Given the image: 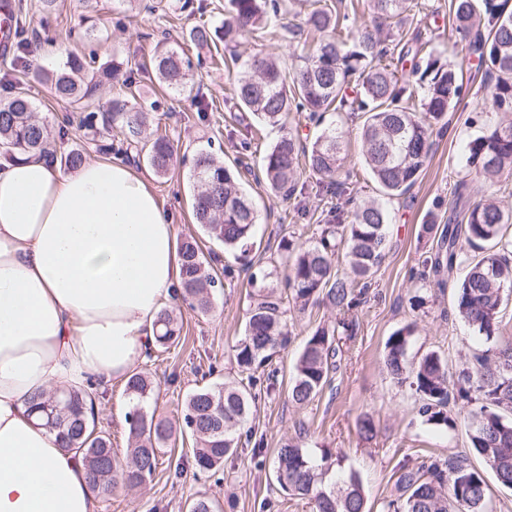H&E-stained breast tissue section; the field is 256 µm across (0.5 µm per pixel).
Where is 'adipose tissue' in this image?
I'll return each instance as SVG.
<instances>
[{"label":"adipose tissue","mask_w":512,"mask_h":512,"mask_svg":"<svg viewBox=\"0 0 512 512\" xmlns=\"http://www.w3.org/2000/svg\"><path fill=\"white\" fill-rule=\"evenodd\" d=\"M179 274L175 229L127 165L0 158V512H96L29 400L127 379Z\"/></svg>","instance_id":"ef3b65f1"}]
</instances>
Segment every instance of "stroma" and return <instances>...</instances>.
I'll list each match as a JSON object with an SVG mask.
<instances>
[{
	"mask_svg": "<svg viewBox=\"0 0 512 512\" xmlns=\"http://www.w3.org/2000/svg\"><path fill=\"white\" fill-rule=\"evenodd\" d=\"M182 2L97 0L95 7L87 8L82 0H58L54 17L44 26L40 23L39 0H16L20 29L43 41L44 55L39 63L44 67L57 66L76 49L71 34L88 20L95 25L104 52L117 60L147 61L156 45L164 41L191 61L192 92L168 95L167 112L155 116L174 142L173 167L166 176L159 177L146 163L132 165L169 213L177 239H199L204 253L212 255V267L224 283L209 313L176 301L174 307L183 324L179 344L136 365L137 370L157 382L156 413L169 418L180 415L192 390L208 383L209 365L218 366L221 379L236 378L232 356L244 336L251 303L249 272L266 274L267 285L283 292L286 271L279 260L282 236L313 243L326 208L319 176L302 173L305 190L290 200L275 195L257 176L265 155L283 132L310 143L317 135L315 125L293 113L285 128L259 127L257 119L237 105L236 73L223 65V43L201 49L182 37L183 30L194 25L220 24L229 0H193L187 8ZM417 3L416 17L423 39L434 40L446 61L459 63L463 42L451 33L448 0ZM468 67L469 91L449 113L447 130L436 135L429 166L411 194L391 205L386 258L373 278L366 302L352 315V337H341L338 342L336 365L328 384L309 403L289 401L288 384L296 357L318 327L333 326L336 314L326 307L302 312L294 304H287L290 343L267 366L274 374L275 387L258 394L251 407L244 425L250 435L249 446L213 474L193 467L190 444H176L163 456L152 481L136 488L112 486L100 496L98 512H184L187 504L201 494L219 500L224 512H313L309 500L289 495L273 478L276 451L289 441L315 452L329 449L340 459L343 473L359 477L371 512H381L383 502L397 496V481L405 467L416 464L424 455L445 458L465 452L464 428L447 431L425 424L418 395L408 385L397 384L388 373L384 347L394 331L415 324L409 359L437 353L453 374L461 369L470 351L481 345L476 332L451 314L453 288L441 291L422 281L419 261L433 245L432 235L424 233L422 226L430 215H447L457 181L466 180L476 197L512 205V179L492 181L465 164L463 148L482 127L478 118L482 72L477 61H470ZM0 79L27 93L37 115L49 125H57L63 116L75 111L74 106L55 100L48 85L34 82L27 69L15 63L13 55L0 56ZM198 98L211 107L203 121L194 111ZM336 120L347 131L343 166L355 174L353 197L378 198V187L363 161L360 118L342 113ZM202 147L210 148L227 165H235L241 158L253 168L252 173L242 176L260 215V232L250 254L251 271H244L232 253L205 238L193 220L190 168L194 153ZM127 407L124 385L117 382L106 391L99 408L100 425L110 432L112 446L120 453L128 446L122 426ZM366 415L376 426L369 439L359 432V421Z\"/></svg>",
	"mask_w": 512,
	"mask_h": 512,
	"instance_id": "35a3bbf8",
	"label": "stroma"
}]
</instances>
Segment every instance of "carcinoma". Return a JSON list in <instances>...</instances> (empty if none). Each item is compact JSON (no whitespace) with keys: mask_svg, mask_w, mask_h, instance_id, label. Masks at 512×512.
<instances>
[{"mask_svg":"<svg viewBox=\"0 0 512 512\" xmlns=\"http://www.w3.org/2000/svg\"><path fill=\"white\" fill-rule=\"evenodd\" d=\"M231 11L221 25L206 23L189 29L184 38L204 47L215 40L229 47L247 34L273 38L267 0H230ZM417 4L413 0H370L371 21L357 9L342 13L333 4L313 8L304 26L322 34L312 49L296 39L301 65L290 72L276 59L258 52L246 58L231 54L243 71L235 93L240 107L270 126H284L289 112H305L322 120L328 112L346 110L363 118L361 139L364 163L379 186L382 200L357 203L351 197V173H342V144L347 136L339 125H327L307 146L287 133L264 157V175L270 188L285 197L298 190V170L327 178L323 191L346 197L350 210L331 207L309 246L283 237L281 263L287 271L285 288L300 309L326 304L342 315L332 328L319 327L306 340L290 378L288 396L296 404L314 398L329 381L337 348L335 336L349 331L344 315L364 302L373 275L385 257L388 203L411 191L428 167L434 127L448 124V112L461 101L466 81V60L445 62L429 43L417 49L403 37L385 32L399 25ZM455 30L467 41V54L485 68L481 85L482 131L466 145L467 164L487 178L512 177V0H450ZM418 57L413 70L399 78L394 63L408 55ZM167 89L182 90L190 64L178 51L161 49L147 65ZM34 80L50 84L52 96L82 107L58 129L63 139L74 127L79 143L66 153L57 151L51 131L34 116V105L22 91L0 96V155L13 160L38 156L63 170H74L87 160L88 150L112 149L116 137L123 151L135 152L158 177L168 174L175 155L167 135L147 136L146 113L134 91L135 72L124 63L107 59L100 48L67 54L53 72L35 65ZM117 83L130 90L103 96V86ZM422 91L421 110L413 104L415 90ZM190 178L197 192L193 203L196 223L212 240L239 256L255 244L259 214L245 193L240 175L224 161L202 149L194 156ZM455 208L438 236L436 247L422 257L423 277L439 289L445 275L465 268L455 283L453 314L488 344L472 354L471 365L450 384L447 364L431 352L415 363L407 353L414 328L404 326L385 343V365L400 384H407L422 401L425 422L455 430L457 407L468 409L465 430L467 453L446 459L426 456L398 479L399 495L385 504L386 512H489L484 472L468 463L479 457L498 481L512 488V344L492 346L498 337L502 305L512 294V210L490 199H473L468 183L454 188ZM180 280L178 296L206 314L222 280L206 272V258L194 238L178 246ZM285 310L279 300L264 296L249 312L244 338L235 346L238 378L199 387L188 394L176 420L158 418L150 409L156 385L134 371L125 383L133 405L125 414L129 424L128 448L119 456L112 438L98 427L94 391L40 393L30 408L56 432L60 447L81 455L93 488L106 492L116 482L139 487L155 475L161 456L179 439H188L193 462L200 472L217 471L238 452L236 427L248 421L255 372L288 348ZM160 331L150 353L165 352L179 344L182 324L174 309L158 313ZM332 454L317 457L307 449L287 444L277 449L274 477L285 491L307 498L316 512H366L367 501L355 474L329 485ZM219 502L205 494L190 504V512H220Z\"/></svg>","mask_w":512,"mask_h":512,"instance_id":"1","label":"carcinoma"}]
</instances>
